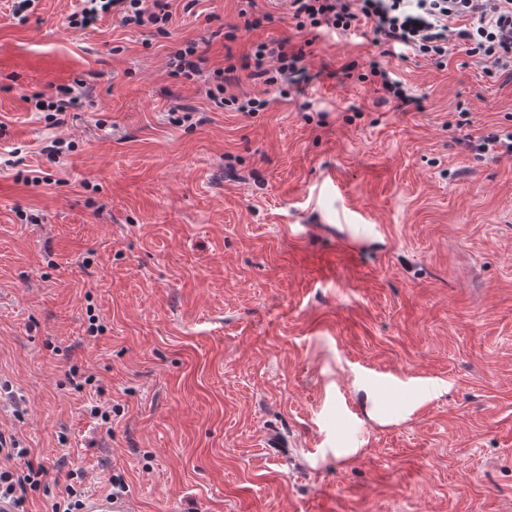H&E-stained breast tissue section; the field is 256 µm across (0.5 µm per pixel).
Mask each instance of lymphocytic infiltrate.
<instances>
[{"instance_id":"f902f5d3","label":"lymphocytic infiltrate","mask_w":512,"mask_h":512,"mask_svg":"<svg viewBox=\"0 0 512 512\" xmlns=\"http://www.w3.org/2000/svg\"><path fill=\"white\" fill-rule=\"evenodd\" d=\"M286 14L299 35L253 43L234 56L226 52L223 67L208 69V59L198 43H187L170 60L172 76L201 78L214 105L234 112H260L268 101L259 97L227 95V85L240 72L288 96L302 92L309 80L302 37L326 31L347 34L369 27L375 45L384 55L420 56L443 63L456 47H464L492 78L512 80V0H282ZM116 15L127 27L164 32L172 13L170 0H79L68 18L70 30L93 27L103 17ZM360 82L376 84L379 103L409 105L414 97L399 79L378 62L359 73Z\"/></svg>"}]
</instances>
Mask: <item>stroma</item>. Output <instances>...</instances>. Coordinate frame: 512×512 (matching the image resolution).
<instances>
[{
  "instance_id": "1",
  "label": "stroma",
  "mask_w": 512,
  "mask_h": 512,
  "mask_svg": "<svg viewBox=\"0 0 512 512\" xmlns=\"http://www.w3.org/2000/svg\"><path fill=\"white\" fill-rule=\"evenodd\" d=\"M75 4L0 0V433L46 471L25 512L116 474L138 512H512V157L457 143L506 123L512 82L461 47L382 57L416 102L381 106L344 71L371 34L323 32L304 94L243 77L268 108L224 112L169 56L295 37L273 0L254 30L172 0L163 35L70 31ZM77 80L64 125L33 112Z\"/></svg>"
}]
</instances>
